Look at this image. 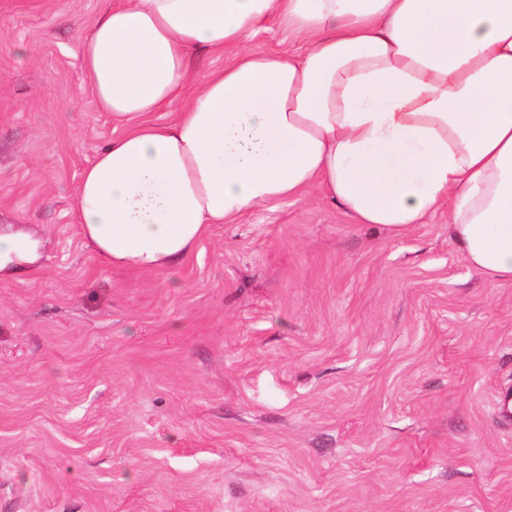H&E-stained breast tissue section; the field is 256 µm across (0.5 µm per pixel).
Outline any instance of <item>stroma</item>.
I'll list each match as a JSON object with an SVG mask.
<instances>
[{
  "instance_id": "35a3bbf8",
  "label": "stroma",
  "mask_w": 512,
  "mask_h": 512,
  "mask_svg": "<svg viewBox=\"0 0 512 512\" xmlns=\"http://www.w3.org/2000/svg\"><path fill=\"white\" fill-rule=\"evenodd\" d=\"M105 5L0 0V234L41 244L0 279V512H512V282L447 210L396 234L314 189L155 272L85 243Z\"/></svg>"
}]
</instances>
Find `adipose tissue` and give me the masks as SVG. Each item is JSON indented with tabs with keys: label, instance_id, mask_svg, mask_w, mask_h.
Instances as JSON below:
<instances>
[{
	"label": "adipose tissue",
	"instance_id": "obj_1",
	"mask_svg": "<svg viewBox=\"0 0 512 512\" xmlns=\"http://www.w3.org/2000/svg\"><path fill=\"white\" fill-rule=\"evenodd\" d=\"M273 21L302 54L254 48ZM81 58L124 128L78 187L103 263L164 269L320 188L396 233L449 206L466 262L512 281V0H108Z\"/></svg>",
	"mask_w": 512,
	"mask_h": 512
}]
</instances>
